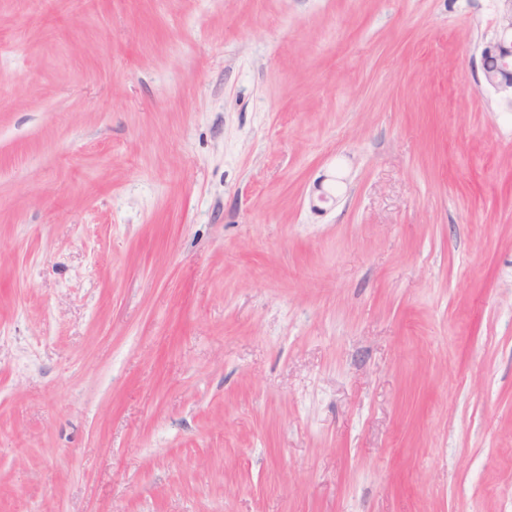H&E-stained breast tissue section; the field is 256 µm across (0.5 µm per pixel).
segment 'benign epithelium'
<instances>
[{"instance_id":"obj_1","label":"benign epithelium","mask_w":512,"mask_h":512,"mask_svg":"<svg viewBox=\"0 0 512 512\" xmlns=\"http://www.w3.org/2000/svg\"><path fill=\"white\" fill-rule=\"evenodd\" d=\"M503 13L499 20L496 37L487 43L481 58H494L500 62L496 67L480 65L479 85L492 89L512 109V0H502Z\"/></svg>"}]
</instances>
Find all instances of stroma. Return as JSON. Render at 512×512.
Segmentation results:
<instances>
[{
	"label": "stroma",
	"instance_id": "stroma-1",
	"mask_svg": "<svg viewBox=\"0 0 512 512\" xmlns=\"http://www.w3.org/2000/svg\"><path fill=\"white\" fill-rule=\"evenodd\" d=\"M498 0H0V512H512Z\"/></svg>",
	"mask_w": 512,
	"mask_h": 512
}]
</instances>
